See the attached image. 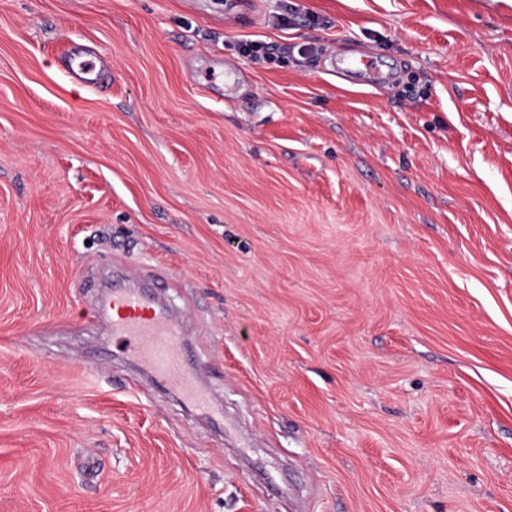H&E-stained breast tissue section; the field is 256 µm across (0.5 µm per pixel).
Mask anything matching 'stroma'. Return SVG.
<instances>
[{"mask_svg":"<svg viewBox=\"0 0 512 512\" xmlns=\"http://www.w3.org/2000/svg\"><path fill=\"white\" fill-rule=\"evenodd\" d=\"M0 512H512V0H0ZM63 67L72 82L97 87L103 81L106 64L86 46L75 44L63 57ZM101 311L112 321V341L124 343L135 358L188 401H206L207 394L182 368L179 326L150 295L138 288L112 286Z\"/></svg>","mask_w":512,"mask_h":512,"instance_id":"35a3bbf8","label":"stroma"}]
</instances>
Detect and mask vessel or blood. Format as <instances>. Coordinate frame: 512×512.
<instances>
[{
    "label": "vessel or blood",
    "mask_w": 512,
    "mask_h": 512,
    "mask_svg": "<svg viewBox=\"0 0 512 512\" xmlns=\"http://www.w3.org/2000/svg\"><path fill=\"white\" fill-rule=\"evenodd\" d=\"M63 67L72 82L95 87L103 81L106 64L86 46L77 44L64 56ZM101 310L112 321L113 340L124 343L135 358L188 401H206V393L182 368L179 326L150 295L137 288L116 286L102 302Z\"/></svg>",
    "instance_id": "vessel-or-blood-1"
}]
</instances>
